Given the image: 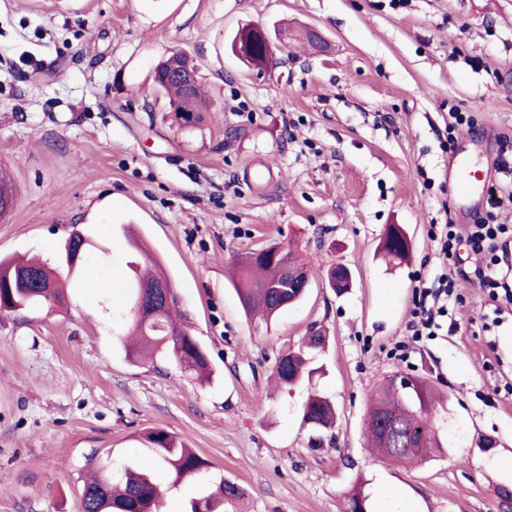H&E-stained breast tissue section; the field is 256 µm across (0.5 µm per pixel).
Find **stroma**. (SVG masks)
Segmentation results:
<instances>
[{"label": "stroma", "mask_w": 512, "mask_h": 512, "mask_svg": "<svg viewBox=\"0 0 512 512\" xmlns=\"http://www.w3.org/2000/svg\"><path fill=\"white\" fill-rule=\"evenodd\" d=\"M278 23L318 29L326 51L283 44L262 68L232 53L239 28ZM175 52L214 103L190 130L154 82ZM453 105L475 118L457 140L484 135L474 153L488 173L475 200L456 203L440 148ZM505 138L512 0H0V165L17 187L0 258L57 266L76 228L95 244L64 283L66 308L0 311V512H81L88 458L145 456L152 428L209 463L177 485L155 471L164 512H189L224 480L245 491L224 512H347L353 490L377 512L385 487L407 512H502L512 308L495 327L474 260L439 255L428 230L490 211L512 225V198L487 203ZM392 224L411 242L400 264L378 254ZM128 226L169 273L210 381L126 357L130 302L110 282L137 258ZM271 244L310 283L266 327L246 318L228 267ZM338 265L352 275L343 294L326 280ZM445 269L456 326L413 342L417 280ZM314 329L328 338L319 373L277 387V356ZM402 376L443 397L442 451L414 466L372 453L363 428L378 383ZM312 389L337 412L317 444L300 416Z\"/></svg>", "instance_id": "1"}]
</instances>
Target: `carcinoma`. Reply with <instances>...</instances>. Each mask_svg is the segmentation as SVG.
<instances>
[{
	"label": "carcinoma",
	"mask_w": 512,
	"mask_h": 512,
	"mask_svg": "<svg viewBox=\"0 0 512 512\" xmlns=\"http://www.w3.org/2000/svg\"><path fill=\"white\" fill-rule=\"evenodd\" d=\"M267 29L246 26L238 30L232 50L243 63L252 64L263 60V45ZM189 61L178 53L172 54L159 65L155 72L156 84L169 95L170 108L186 123L202 120L208 104L201 85H196L191 95H186L179 73L188 70ZM16 187L9 173L0 168V207H14ZM279 245L245 252L233 260L231 282L240 304L248 316L257 313L270 320L283 309L300 301L305 292L292 287L284 276V269L275 251ZM410 249V240L399 225L388 228L382 242V251L392 260L403 259ZM132 275L128 278L129 299H134L140 288L152 284H164L171 295V304L154 317L131 319L129 330L138 337V343L126 348L132 359L154 360L157 357L174 363L182 372L198 375L206 370L208 359L202 344L196 337L178 326L173 320L179 298L169 278L158 273L141 275L136 263H129ZM21 272L33 276L26 283L13 284ZM59 271L36 261L14 262L0 259V310L18 311L47 303L54 305L65 297L57 287ZM325 343V336L314 331L298 349L281 354L275 361L273 375L284 386H292L304 376H312V353ZM413 401H405L395 395L391 385L380 384L372 396L370 412L365 426L375 448L388 454L384 431L377 424L382 413L396 414L415 448L408 453L392 455L397 461L419 463L430 457L431 449L438 447L429 429L434 394L428 383L421 381L413 388ZM335 419L332 402L317 392L309 393L302 405V424L314 432L330 427ZM149 454L133 466H126L119 475L112 465H98L88 460L91 475L85 481L82 494V512H157L161 491L153 482L152 474L158 467L165 468L173 484L197 476L209 467L194 449L187 447L165 429L154 428L142 435ZM244 495V489L230 482L219 487V493L202 497L192 504V512H219L224 499H236Z\"/></svg>",
	"instance_id": "1"
}]
</instances>
